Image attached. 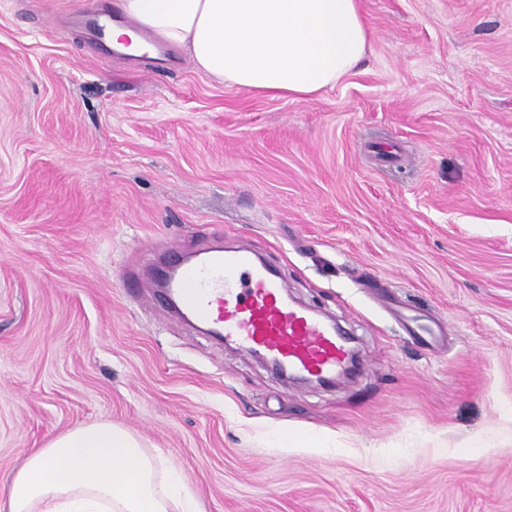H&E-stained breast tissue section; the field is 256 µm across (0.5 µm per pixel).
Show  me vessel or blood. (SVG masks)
Returning <instances> with one entry per match:
<instances>
[{
	"label": "vessel or blood",
	"mask_w": 512,
	"mask_h": 512,
	"mask_svg": "<svg viewBox=\"0 0 512 512\" xmlns=\"http://www.w3.org/2000/svg\"><path fill=\"white\" fill-rule=\"evenodd\" d=\"M157 279L182 314L289 375L329 381L349 361L348 339L317 312L291 300L272 266L245 247L182 258L163 265Z\"/></svg>",
	"instance_id": "b4317fda"
}]
</instances>
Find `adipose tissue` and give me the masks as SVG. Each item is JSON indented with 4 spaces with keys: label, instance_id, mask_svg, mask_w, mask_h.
<instances>
[{
    "label": "adipose tissue",
    "instance_id": "adipose-tissue-1",
    "mask_svg": "<svg viewBox=\"0 0 512 512\" xmlns=\"http://www.w3.org/2000/svg\"><path fill=\"white\" fill-rule=\"evenodd\" d=\"M112 44L147 31L185 49L197 70L256 95L302 100L362 60L360 0H118ZM7 512H200L171 461L124 428L81 425L29 449L0 482Z\"/></svg>",
    "mask_w": 512,
    "mask_h": 512
}]
</instances>
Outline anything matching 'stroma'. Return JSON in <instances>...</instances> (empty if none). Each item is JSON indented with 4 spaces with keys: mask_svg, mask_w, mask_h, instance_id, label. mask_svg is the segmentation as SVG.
Instances as JSON below:
<instances>
[{
    "mask_svg": "<svg viewBox=\"0 0 512 512\" xmlns=\"http://www.w3.org/2000/svg\"><path fill=\"white\" fill-rule=\"evenodd\" d=\"M114 2L0 0V476L109 421L202 512H512V0H361L365 58L301 101L69 22ZM176 244L263 257L359 372L291 382L175 318Z\"/></svg>",
    "mask_w": 512,
    "mask_h": 512,
    "instance_id": "stroma-1",
    "label": "stroma"
}]
</instances>
